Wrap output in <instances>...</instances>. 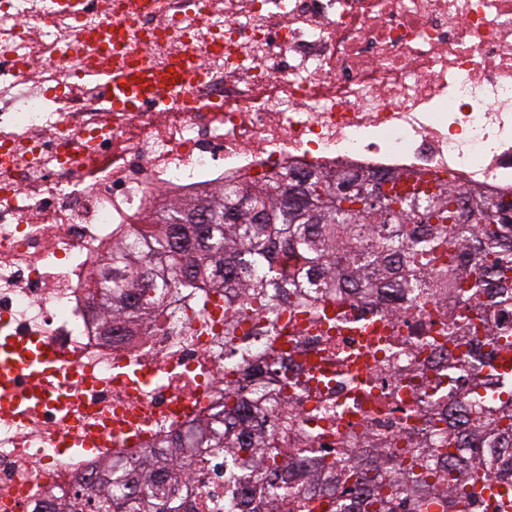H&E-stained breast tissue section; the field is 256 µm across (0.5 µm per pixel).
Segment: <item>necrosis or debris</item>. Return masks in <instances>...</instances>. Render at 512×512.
Listing matches in <instances>:
<instances>
[{"mask_svg": "<svg viewBox=\"0 0 512 512\" xmlns=\"http://www.w3.org/2000/svg\"><path fill=\"white\" fill-rule=\"evenodd\" d=\"M0 0V512H42L77 478L141 465L224 400L227 381L291 353L310 380L277 394L310 439L364 380L399 409L365 406L322 446L367 440L397 459L422 419L425 379L397 376L377 341L299 334L282 309L268 336L224 348V311L169 296L163 312L102 338L92 287L112 238L159 201L246 186L279 171L411 172L512 199V0ZM132 19L105 52L90 30ZM197 57L188 81L142 112H105L92 80L135 58ZM57 352L46 383L31 357ZM184 512H241L216 459H192Z\"/></svg>", "mask_w": 512, "mask_h": 512, "instance_id": "necrosis-or-debris-1", "label": "necrosis or debris"}]
</instances>
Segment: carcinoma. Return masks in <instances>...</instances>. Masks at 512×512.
Listing matches in <instances>:
<instances>
[{"label": "carcinoma", "mask_w": 512, "mask_h": 512, "mask_svg": "<svg viewBox=\"0 0 512 512\" xmlns=\"http://www.w3.org/2000/svg\"><path fill=\"white\" fill-rule=\"evenodd\" d=\"M295 173L266 183L228 186L205 200L170 208L135 230L151 250L144 263L112 256V290L140 317L161 307L170 293L205 301L224 293L232 314L224 318L225 345L235 323L253 306L276 317L287 302L304 316L306 328L325 319L326 304L356 298L365 311L385 303L419 307L442 301L437 327L418 320L414 351H426L432 392L423 402L424 432L411 437L396 466L379 449L345 448L332 460L288 455V431L265 432L256 419L267 395L290 385L258 367L247 384L224 392L221 412L196 427L194 448L258 471L256 481L237 487L244 512H512V369L499 364L512 352V333H495L490 319L512 308V201L461 193L450 185L418 198L386 194L378 183L338 182L329 175L305 176L295 204L280 197ZM209 212L211 222L192 224L189 214ZM384 347V359L402 360V331ZM363 395L380 406L395 393ZM181 447L148 471L112 463L110 478L77 481L96 512H181L165 496L182 479ZM312 477L314 493L297 501L290 485Z\"/></svg>", "instance_id": "obj_1"}]
</instances>
